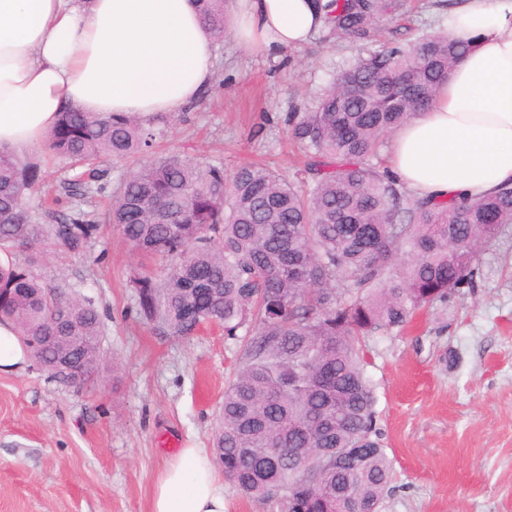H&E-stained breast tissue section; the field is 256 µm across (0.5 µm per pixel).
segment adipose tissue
I'll return each mask as SVG.
<instances>
[{
	"instance_id": "ef3b65f1",
	"label": "adipose tissue",
	"mask_w": 512,
	"mask_h": 512,
	"mask_svg": "<svg viewBox=\"0 0 512 512\" xmlns=\"http://www.w3.org/2000/svg\"><path fill=\"white\" fill-rule=\"evenodd\" d=\"M234 32L274 54L312 40L310 0H235ZM468 44L434 102L395 131L389 169L421 198L482 197L512 185V0H461L443 21ZM214 78L195 0H0V145L40 149L65 104L147 120L182 111ZM151 512H225L201 448L159 477Z\"/></svg>"
}]
</instances>
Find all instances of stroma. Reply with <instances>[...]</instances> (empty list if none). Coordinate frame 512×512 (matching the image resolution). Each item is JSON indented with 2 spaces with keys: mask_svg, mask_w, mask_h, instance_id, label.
<instances>
[{
  "mask_svg": "<svg viewBox=\"0 0 512 512\" xmlns=\"http://www.w3.org/2000/svg\"><path fill=\"white\" fill-rule=\"evenodd\" d=\"M432 0H408L380 40L408 29H442ZM357 47L311 40L267 55L235 35L215 42L209 92L164 115L159 153L223 166L260 163L299 181L305 156L288 134L292 107L310 104ZM35 223L79 208L102 226L90 254L19 252L44 284L90 298L101 313V347L116 365L106 389L78 390L34 365L0 372V512H150L161 472L184 448L211 450L224 386L240 341L211 326L159 335L138 311L130 284L152 269L108 221L112 189L130 166L104 159L110 191L78 200L67 192L81 166L41 149ZM365 370L375 394L393 476L380 512H512V224L481 252L474 287L447 311H421L403 332L366 337Z\"/></svg>",
  "mask_w": 512,
  "mask_h": 512,
  "instance_id": "35a3bbf8",
  "label": "stroma"
}]
</instances>
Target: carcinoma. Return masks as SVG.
Segmentation results:
<instances>
[{
	"mask_svg": "<svg viewBox=\"0 0 512 512\" xmlns=\"http://www.w3.org/2000/svg\"><path fill=\"white\" fill-rule=\"evenodd\" d=\"M211 35L228 31L225 0H196ZM323 41L357 56L303 112L288 113L306 151L298 188L258 164L224 167L157 155L162 131L123 113L66 107L46 147L98 172L105 157L138 158L109 221L129 249L162 261L137 274L142 317L170 337L205 326L247 336L224 387L214 460L244 495H280L279 512H378L391 479L372 386L367 336L404 330L424 309L475 287L484 244L512 224V187L480 198L414 196L378 162L382 138L432 102L468 46L445 33L376 43L406 0H312ZM37 166L0 147V246L54 244L82 253L101 226L81 214L35 224L28 202ZM11 322L37 368L62 382V351L84 367L76 387L106 381L102 318L91 300L42 285L0 261V322Z\"/></svg>",
	"mask_w": 512,
	"mask_h": 512,
	"instance_id": "carcinoma-1",
	"label": "carcinoma"
}]
</instances>
